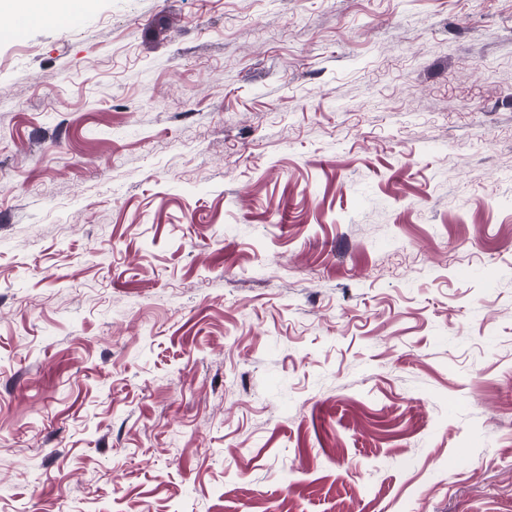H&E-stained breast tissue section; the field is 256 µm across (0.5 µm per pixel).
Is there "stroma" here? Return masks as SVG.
<instances>
[{"instance_id": "obj_1", "label": "stroma", "mask_w": 512, "mask_h": 512, "mask_svg": "<svg viewBox=\"0 0 512 512\" xmlns=\"http://www.w3.org/2000/svg\"><path fill=\"white\" fill-rule=\"evenodd\" d=\"M0 512H512V0L0 37Z\"/></svg>"}]
</instances>
